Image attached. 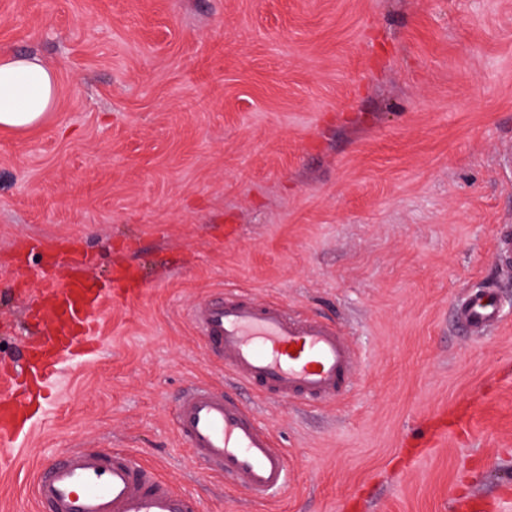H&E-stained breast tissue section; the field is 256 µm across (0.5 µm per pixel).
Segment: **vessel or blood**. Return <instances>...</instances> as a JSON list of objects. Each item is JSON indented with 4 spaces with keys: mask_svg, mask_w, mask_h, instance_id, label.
I'll use <instances>...</instances> for the list:
<instances>
[{
    "mask_svg": "<svg viewBox=\"0 0 512 512\" xmlns=\"http://www.w3.org/2000/svg\"><path fill=\"white\" fill-rule=\"evenodd\" d=\"M48 296L40 320L65 318L85 335L92 331L95 311L105 303L80 279L65 280ZM453 315L475 336L498 327L504 317L492 288L458 298ZM191 321L226 371L266 399L325 403L343 397L352 384L358 355L336 323L301 315L278 302H257L238 290L202 300L193 308ZM58 352L52 337L36 338L40 382L49 379ZM175 426L208 474L241 482L254 502H269L285 488V450L225 391L207 384L189 387L178 405ZM19 428L18 397H0V444L11 443ZM33 483L45 512H196L192 498L119 450L70 449L41 465Z\"/></svg>",
    "mask_w": 512,
    "mask_h": 512,
    "instance_id": "1",
    "label": "vessel or blood"
}]
</instances>
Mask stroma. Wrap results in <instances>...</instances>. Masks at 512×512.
Segmentation results:
<instances>
[{"instance_id": "obj_1", "label": "stroma", "mask_w": 512, "mask_h": 512, "mask_svg": "<svg viewBox=\"0 0 512 512\" xmlns=\"http://www.w3.org/2000/svg\"><path fill=\"white\" fill-rule=\"evenodd\" d=\"M0 48L58 71L32 131L0 132V393L69 241L106 286L98 344L0 466V512H42L39 465L123 450L198 512H512V0H0ZM495 287L482 336L455 300ZM227 288L349 333L348 394L265 400L190 321ZM242 398L288 454L266 504L203 474L182 392Z\"/></svg>"}]
</instances>
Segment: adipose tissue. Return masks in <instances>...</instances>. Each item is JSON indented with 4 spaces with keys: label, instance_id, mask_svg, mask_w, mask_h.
Instances as JSON below:
<instances>
[{
    "label": "adipose tissue",
    "instance_id": "obj_1",
    "mask_svg": "<svg viewBox=\"0 0 512 512\" xmlns=\"http://www.w3.org/2000/svg\"><path fill=\"white\" fill-rule=\"evenodd\" d=\"M57 97L55 69L39 57L0 52V129L40 125Z\"/></svg>",
    "mask_w": 512,
    "mask_h": 512
}]
</instances>
